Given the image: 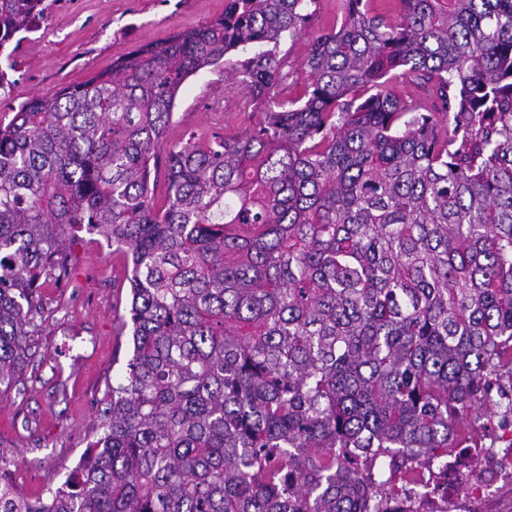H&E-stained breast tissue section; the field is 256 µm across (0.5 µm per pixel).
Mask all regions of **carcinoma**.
<instances>
[{
	"label": "carcinoma",
	"instance_id": "obj_1",
	"mask_svg": "<svg viewBox=\"0 0 512 512\" xmlns=\"http://www.w3.org/2000/svg\"><path fill=\"white\" fill-rule=\"evenodd\" d=\"M369 2L310 36L318 0H224L0 122V394L77 232L131 259L133 343L79 466L0 512H402L387 476L512 415V0ZM44 12L0 0V50ZM218 64L262 118L169 149L159 207L178 89ZM305 50L306 45L304 41L291 44V41L288 39V37H285L281 44L280 56L284 55V61L286 63L283 72L288 74V83L292 81L295 82L290 89L292 96H296L297 92L301 88V85L306 79V73L302 68V58Z\"/></svg>",
	"mask_w": 512,
	"mask_h": 512
}]
</instances>
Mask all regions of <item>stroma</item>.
<instances>
[{
	"label": "stroma",
	"mask_w": 512,
	"mask_h": 512,
	"mask_svg": "<svg viewBox=\"0 0 512 512\" xmlns=\"http://www.w3.org/2000/svg\"><path fill=\"white\" fill-rule=\"evenodd\" d=\"M223 11L224 0H77L73 7L47 11V35L29 33L14 55L15 67L0 57L12 86L10 94H0V120L9 121L12 107L33 96L80 83L131 51ZM239 100L220 66L182 84L151 166L156 197L165 193L169 147L193 133L206 140L254 127L259 113L243 111ZM68 247L67 278L42 290L44 309L32 339L36 356L19 388L0 398V475L31 500L44 490V477L57 481L76 467L93 439L97 407L133 349L125 325V253L85 233Z\"/></svg>",
	"instance_id": "35a3bbf8"
}]
</instances>
